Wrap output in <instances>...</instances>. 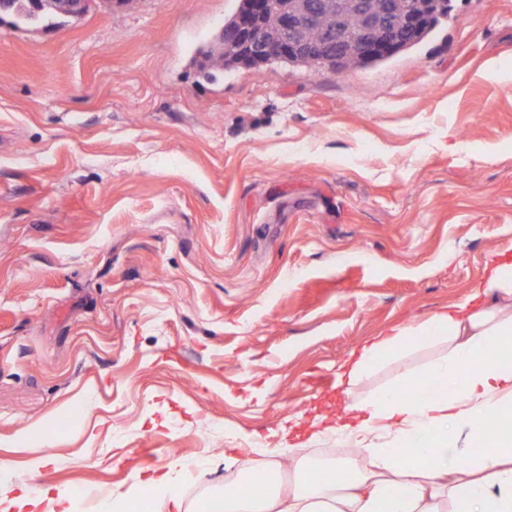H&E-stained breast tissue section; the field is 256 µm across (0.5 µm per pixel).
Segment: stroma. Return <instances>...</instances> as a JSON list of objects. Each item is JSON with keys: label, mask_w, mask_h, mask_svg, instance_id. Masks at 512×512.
Here are the masks:
<instances>
[{"label": "stroma", "mask_w": 512, "mask_h": 512, "mask_svg": "<svg viewBox=\"0 0 512 512\" xmlns=\"http://www.w3.org/2000/svg\"><path fill=\"white\" fill-rule=\"evenodd\" d=\"M236 0L0 17V496L121 491L335 425L372 337L512 257V0L340 74L190 64ZM410 336L365 397L443 355ZM43 438L31 473L23 438Z\"/></svg>", "instance_id": "stroma-1"}]
</instances>
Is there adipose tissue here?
<instances>
[{
  "instance_id": "1",
  "label": "adipose tissue",
  "mask_w": 512,
  "mask_h": 512,
  "mask_svg": "<svg viewBox=\"0 0 512 512\" xmlns=\"http://www.w3.org/2000/svg\"><path fill=\"white\" fill-rule=\"evenodd\" d=\"M512 258L494 262L471 297L434 315L423 343L447 341V355L371 396L347 401L358 422L348 449L305 476L283 475V448L225 456L239 475L258 471L265 489L237 483L206 498L207 512H512ZM502 426L488 435L486 423ZM473 441L477 455L462 444ZM189 463L170 460L152 480L150 512H185L180 483Z\"/></svg>"
}]
</instances>
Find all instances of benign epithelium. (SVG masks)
Instances as JSON below:
<instances>
[{"label":"benign epithelium","instance_id":"1","mask_svg":"<svg viewBox=\"0 0 512 512\" xmlns=\"http://www.w3.org/2000/svg\"><path fill=\"white\" fill-rule=\"evenodd\" d=\"M277 29L264 26L268 0H253L251 11L236 26L224 30V43L255 58L327 56L340 66L370 61L403 51L430 21L429 5L402 11L398 0H385L377 10L374 0H346L344 11L357 16L366 37L356 41L344 31L342 12L331 0H287Z\"/></svg>","mask_w":512,"mask_h":512}]
</instances>
